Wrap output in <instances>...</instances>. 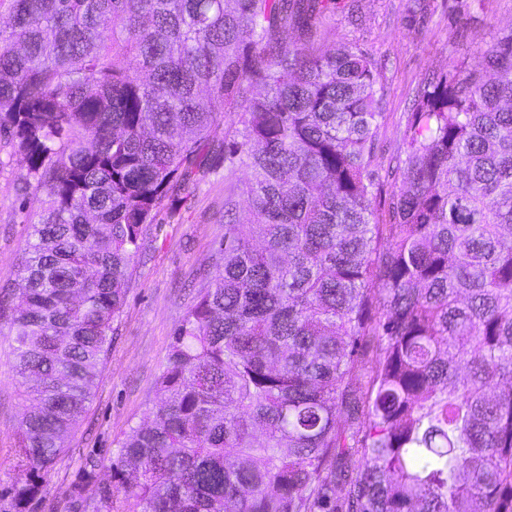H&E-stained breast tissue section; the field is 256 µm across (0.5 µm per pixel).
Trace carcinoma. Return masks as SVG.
I'll return each mask as SVG.
<instances>
[{
  "label": "carcinoma",
  "instance_id": "1",
  "mask_svg": "<svg viewBox=\"0 0 512 512\" xmlns=\"http://www.w3.org/2000/svg\"><path fill=\"white\" fill-rule=\"evenodd\" d=\"M317 0H0V138L41 198L0 278L32 397L14 512L92 401L166 198L218 156L247 218L175 330L152 417L66 512H512V27L420 93L388 216L382 87ZM290 27L293 42L280 40ZM368 368V380L360 371Z\"/></svg>",
  "mask_w": 512,
  "mask_h": 512
}]
</instances>
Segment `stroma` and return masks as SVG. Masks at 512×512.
<instances>
[{"label": "stroma", "mask_w": 512, "mask_h": 512, "mask_svg": "<svg viewBox=\"0 0 512 512\" xmlns=\"http://www.w3.org/2000/svg\"><path fill=\"white\" fill-rule=\"evenodd\" d=\"M317 25L326 47L357 46L375 66L383 120L372 167L386 178L404 149L408 117L423 82L475 64L497 31L512 26V0H327ZM18 174L9 147L0 143V274L10 270L25 245L23 214L40 209L38 198L20 196ZM247 177L242 167L229 175L220 167L199 171L165 201L131 267L96 394L45 477L49 497L65 500L89 457L98 463L99 480L111 481L120 442L158 402L155 379L175 330L198 289L215 274L212 256L224 239V203L242 201ZM392 186L386 178L381 203H389ZM26 403L9 344L0 336V512H14L10 490L26 479L16 452Z\"/></svg>", "instance_id": "obj_1"}]
</instances>
